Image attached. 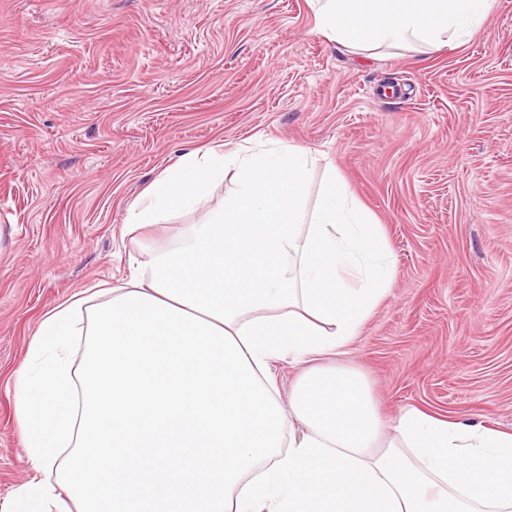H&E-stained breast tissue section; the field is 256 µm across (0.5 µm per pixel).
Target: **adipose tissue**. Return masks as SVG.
<instances>
[{
    "label": "adipose tissue",
    "instance_id": "obj_1",
    "mask_svg": "<svg viewBox=\"0 0 512 512\" xmlns=\"http://www.w3.org/2000/svg\"><path fill=\"white\" fill-rule=\"evenodd\" d=\"M346 49L465 45L493 0H309ZM297 146L186 153L127 210L169 222L236 172L175 249L48 312L15 385L31 478L15 512H512V432L417 407L392 424L334 364L387 295L390 249ZM298 371L282 395L272 369Z\"/></svg>",
    "mask_w": 512,
    "mask_h": 512
}]
</instances>
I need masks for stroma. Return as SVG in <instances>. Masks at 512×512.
Returning <instances> with one entry per match:
<instances>
[{
  "label": "stroma",
  "mask_w": 512,
  "mask_h": 512,
  "mask_svg": "<svg viewBox=\"0 0 512 512\" xmlns=\"http://www.w3.org/2000/svg\"><path fill=\"white\" fill-rule=\"evenodd\" d=\"M294 145L373 215L390 292L350 347L389 417L512 432V0L464 48L363 56L308 0H0V512L30 476L13 386L45 314L175 247L128 206L184 153Z\"/></svg>",
  "instance_id": "1"
}]
</instances>
